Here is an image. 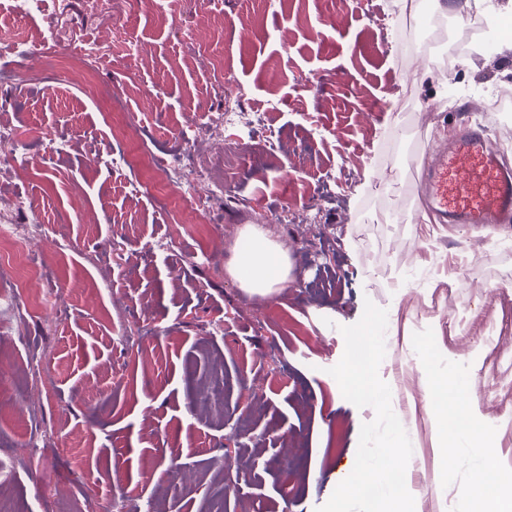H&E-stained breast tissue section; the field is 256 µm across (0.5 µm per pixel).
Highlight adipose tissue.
I'll list each match as a JSON object with an SVG mask.
<instances>
[{
    "mask_svg": "<svg viewBox=\"0 0 512 512\" xmlns=\"http://www.w3.org/2000/svg\"><path fill=\"white\" fill-rule=\"evenodd\" d=\"M231 273L244 286L266 292L288 285L286 258L260 238L255 239L249 252L238 256Z\"/></svg>",
    "mask_w": 512,
    "mask_h": 512,
    "instance_id": "ef3b65f1",
    "label": "adipose tissue"
}]
</instances>
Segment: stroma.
<instances>
[{
	"mask_svg": "<svg viewBox=\"0 0 512 512\" xmlns=\"http://www.w3.org/2000/svg\"><path fill=\"white\" fill-rule=\"evenodd\" d=\"M45 2L0 40L50 30L61 53L95 55L98 96H47L61 72L0 58L37 75L22 97L0 83L13 152L44 159L32 173L0 166V201L11 223H40L29 257L51 290L0 331V394L20 404L0 421V458L43 446L0 476V512H317L375 417L329 373L368 300L387 311L379 376L403 405L408 490L420 512H476L479 453L463 438L437 447L426 408L447 381L512 474V229L427 219L418 177L423 146L463 118L512 165V110L490 104L512 90V50L494 43L478 71L449 62L422 37L454 42L456 15L423 21L396 0H183L176 14L132 0L112 31L111 0ZM438 64L447 84L423 78ZM229 97L266 120L215 126ZM115 121L131 122L132 141L113 140ZM184 124L207 152L189 150ZM53 138L83 148L53 153ZM132 151L179 162L187 184L202 168L223 177L205 212L222 248L201 252L178 230L179 189L138 194L137 172L109 166ZM262 226L288 259L280 293L229 273ZM32 358L42 372L26 371ZM217 368L212 411L195 395Z\"/></svg>",
	"mask_w": 512,
	"mask_h": 512,
	"instance_id": "stroma-1",
	"label": "stroma"
}]
</instances>
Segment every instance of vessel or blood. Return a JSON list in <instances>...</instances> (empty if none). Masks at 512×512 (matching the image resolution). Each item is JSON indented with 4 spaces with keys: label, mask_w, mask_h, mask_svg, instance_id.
Returning <instances> with one entry per match:
<instances>
[{
    "label": "vessel or blood",
    "mask_w": 512,
    "mask_h": 512,
    "mask_svg": "<svg viewBox=\"0 0 512 512\" xmlns=\"http://www.w3.org/2000/svg\"><path fill=\"white\" fill-rule=\"evenodd\" d=\"M431 154L423 190L445 223H512V168L501 163L483 128L463 126L456 140Z\"/></svg>",
    "instance_id": "vessel-or-blood-1"
}]
</instances>
